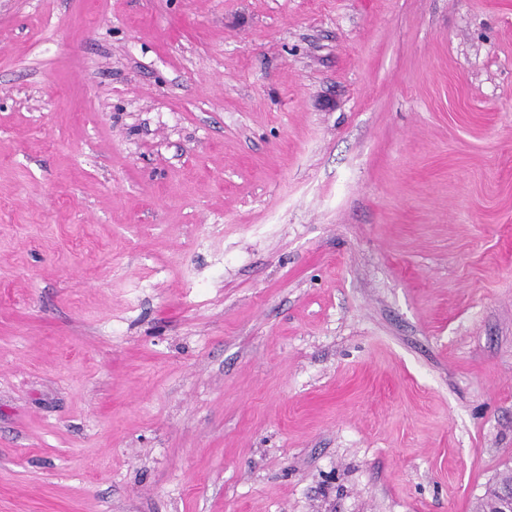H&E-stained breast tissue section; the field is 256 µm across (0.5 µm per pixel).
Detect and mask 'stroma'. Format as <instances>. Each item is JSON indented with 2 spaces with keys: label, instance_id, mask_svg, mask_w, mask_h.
I'll return each instance as SVG.
<instances>
[{
  "label": "stroma",
  "instance_id": "35a3bbf8",
  "mask_svg": "<svg viewBox=\"0 0 512 512\" xmlns=\"http://www.w3.org/2000/svg\"><path fill=\"white\" fill-rule=\"evenodd\" d=\"M509 469L512 0H0V512Z\"/></svg>",
  "mask_w": 512,
  "mask_h": 512
}]
</instances>
